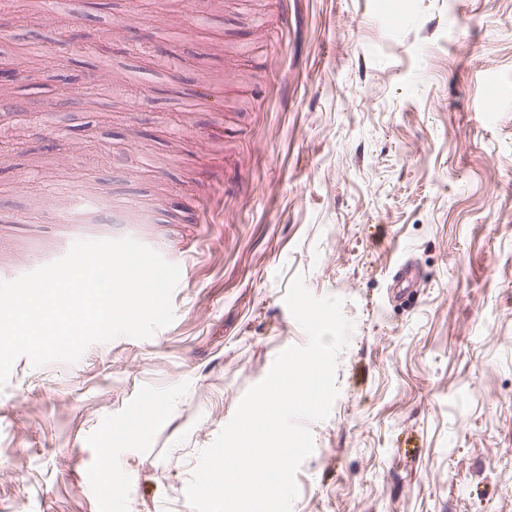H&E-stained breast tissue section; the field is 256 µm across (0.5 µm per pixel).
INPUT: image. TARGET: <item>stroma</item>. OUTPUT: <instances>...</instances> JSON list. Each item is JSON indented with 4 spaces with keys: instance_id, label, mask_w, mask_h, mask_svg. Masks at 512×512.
<instances>
[{
    "instance_id": "1",
    "label": "stroma",
    "mask_w": 512,
    "mask_h": 512,
    "mask_svg": "<svg viewBox=\"0 0 512 512\" xmlns=\"http://www.w3.org/2000/svg\"><path fill=\"white\" fill-rule=\"evenodd\" d=\"M134 22L168 27L178 67L129 50ZM68 27L62 55L55 17L0 8V113L29 111L0 172V279L56 254L54 210L181 276L153 337L15 361L0 512H193L199 452L307 342L299 275L353 331L293 512H512V0H84ZM217 73L221 111L189 107ZM214 177L224 208L196 223ZM407 260L413 309L388 301Z\"/></svg>"
}]
</instances>
